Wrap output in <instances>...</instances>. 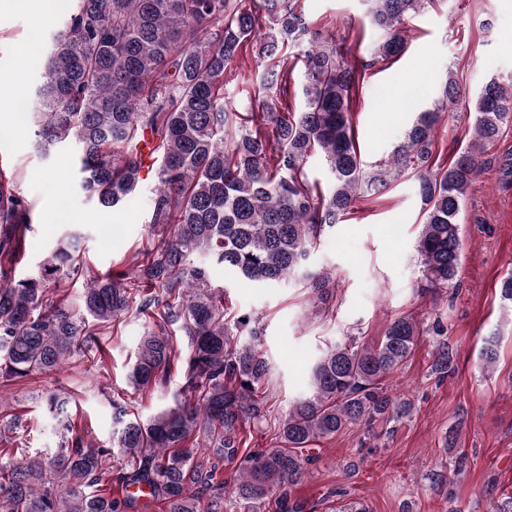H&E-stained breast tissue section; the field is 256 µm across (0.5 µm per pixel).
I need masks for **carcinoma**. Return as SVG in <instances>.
<instances>
[{"label":"carcinoma","mask_w":512,"mask_h":512,"mask_svg":"<svg viewBox=\"0 0 512 512\" xmlns=\"http://www.w3.org/2000/svg\"><path fill=\"white\" fill-rule=\"evenodd\" d=\"M371 22L386 33L372 63L406 50L404 19L430 0H364ZM65 26L47 49L39 109L31 113L42 155L73 139L82 147L79 188L100 209L123 205L155 167L151 224L165 238L133 274L87 280L81 305L49 297L53 277L83 269L81 237L67 235L35 275L15 278L3 264L17 234L32 224L28 201L0 173V379L54 371L95 331L122 318L149 319L129 373L146 392L183 364L182 398L142 421L122 422L110 446L85 442L72 425L55 454L0 458V512H136L151 498L163 512H306L290 488L306 474L307 447L315 439L376 421L401 422L414 403L392 396L382 382L413 355L422 330L412 316L394 318L375 346L337 343L313 364L309 392L295 401L278 427L277 446L250 450L245 424L259 419L258 390L269 364L239 336L251 318L229 322L223 291L191 263L204 254L252 280L273 283L301 273L314 291L327 293L325 272H306L309 249L361 193L378 192L405 174L419 181L425 204L417 242L424 290L451 286L460 266L457 216L487 144L512 122V81L490 80L466 103L453 75L432 108L418 113L391 160L367 168L354 137L351 92L361 74L344 60L332 37L310 31L299 0H70ZM299 48L304 106L281 98L292 72L264 64L288 46ZM254 48L257 111L242 114L224 101V73ZM465 105L473 112L470 145L448 167H436L433 147L442 113ZM323 154L334 178L329 195L314 190L305 165ZM160 288L164 304L148 293ZM180 323L190 340L181 355L167 325ZM455 369L443 341L430 372ZM455 428L445 435L448 472L432 484L448 485L462 470ZM240 460L224 489V463Z\"/></svg>","instance_id":"carcinoma-1"}]
</instances>
